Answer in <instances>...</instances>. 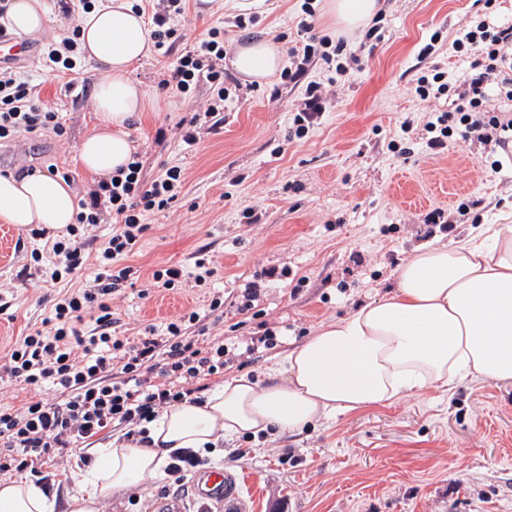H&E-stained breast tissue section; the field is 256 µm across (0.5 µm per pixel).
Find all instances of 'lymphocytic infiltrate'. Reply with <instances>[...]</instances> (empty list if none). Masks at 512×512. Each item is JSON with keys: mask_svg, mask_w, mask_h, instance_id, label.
I'll use <instances>...</instances> for the list:
<instances>
[{"mask_svg": "<svg viewBox=\"0 0 512 512\" xmlns=\"http://www.w3.org/2000/svg\"><path fill=\"white\" fill-rule=\"evenodd\" d=\"M185 5L186 0H158L150 38L156 50L172 58L161 88L173 87L185 94L203 82L212 90L211 99L194 113L182 135L183 142L192 146L200 122L215 119L225 101L233 98L234 81L222 65L223 29L211 28L207 40L176 53V20ZM302 11L307 19L300 28L308 38L291 49L289 65L281 73L290 83L306 85L293 118V133L298 138L318 124L330 104L320 83L306 81L309 66L314 58L326 61L331 55H342L348 46L343 39L332 43L312 37L309 17L315 9L311 0H304ZM80 33L75 25L62 38H46L43 59L47 69L61 73L76 69L74 52ZM452 47L459 53L472 52L473 60L462 80L464 90L451 109L436 111L427 122L428 148H442L452 138L466 141L473 135L488 145H508L512 119L488 109L486 94L493 85L512 87V25L499 29L482 22L467 26L457 32ZM26 134L60 137L64 125L58 112L40 103L35 85L12 66L1 64L0 144ZM142 170V155L133 152L126 168L87 188L66 236L31 252L34 262L43 263L47 281L54 283L83 268L98 225L112 227L92 285L58 299L43 328L23 336L0 358L1 383L48 385L59 394L55 401L39 398L17 409H0V475L29 470L42 482H50V470L67 462L69 452L119 428L126 429L131 440L148 443L147 422L171 404L202 403L205 380L224 372L223 341L201 347L191 335L200 322L197 311L170 321L161 336L132 342L112 334L110 300L131 275L123 261L146 231L141 217L168 208L182 182L176 166L149 183Z\"/></svg>", "mask_w": 512, "mask_h": 512, "instance_id": "f902f5d3", "label": "lymphocytic infiltrate"}]
</instances>
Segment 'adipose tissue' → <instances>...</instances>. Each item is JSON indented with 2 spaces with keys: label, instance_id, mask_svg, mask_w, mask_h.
Here are the masks:
<instances>
[{
  "label": "adipose tissue",
  "instance_id": "obj_1",
  "mask_svg": "<svg viewBox=\"0 0 512 512\" xmlns=\"http://www.w3.org/2000/svg\"><path fill=\"white\" fill-rule=\"evenodd\" d=\"M86 57L106 72L94 93L99 123L78 145L82 167L109 176L130 160L127 125L148 108L130 77L151 52L147 22L130 0H97L81 20ZM272 40L238 47L231 66L263 81L283 64ZM78 199L46 173L0 175V221L60 230ZM268 383L240 374L203 403L162 409L148 423L149 444L122 435L85 448L66 512H103L121 494L161 473L177 448L215 449L242 435L295 433L336 415L389 404L434 385L466 379L512 383V224H479L450 243L424 247L397 271L395 292L357 306L289 350ZM56 497L28 478L0 480V512H55Z\"/></svg>",
  "mask_w": 512,
  "mask_h": 512
}]
</instances>
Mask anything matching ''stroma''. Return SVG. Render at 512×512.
Segmentation results:
<instances>
[{
    "label": "stroma",
    "mask_w": 512,
    "mask_h": 512,
    "mask_svg": "<svg viewBox=\"0 0 512 512\" xmlns=\"http://www.w3.org/2000/svg\"><path fill=\"white\" fill-rule=\"evenodd\" d=\"M302 2L189 0L176 49L222 26L227 53L262 39L290 50L300 42ZM381 3L379 35L368 40L364 29L332 26L325 0H315V33L345 37L362 50L346 76L322 63L309 68L308 80L321 83L334 101L301 138L290 131L305 86L276 75L255 83L246 99L226 101L221 124L201 130L197 144L187 147L178 123L209 98L208 86L185 94L159 89L171 60L156 51L134 68L132 79L153 105L129 126L143 177L150 182L177 166L183 182L170 208L141 218L148 230L125 260L138 280L112 298L113 335L141 336L150 326L160 331L195 310L205 339L220 336L236 345L226 356L225 377L246 373L262 381L322 325L395 291L397 269L417 249L446 242L470 224L512 222V150L474 139L429 149L424 125L450 101H424L412 90L414 79L434 68L463 76L470 60L451 47L457 31L481 17L512 22V0H497L489 11L478 0ZM249 11L258 22L235 27V15ZM429 42L435 50L421 58ZM22 67L40 100L60 112L66 133L0 145V174L53 166L84 194L94 177L77 148L99 122L93 91L105 71L86 60L65 79L38 56ZM496 160L503 165L497 173L490 169ZM436 209L451 231L423 223ZM251 213L257 222L248 221ZM35 246L29 227L0 223V299L9 304L0 314V354L40 327L59 292L91 285L97 273L90 263L71 284L46 282L31 258ZM201 250L214 262L210 285L149 287L160 267L192 271ZM269 267L286 270V277L262 282L257 315L239 314L242 288ZM217 294L224 299L218 323L208 315ZM267 332L272 347L247 351L252 338ZM209 458L237 474L249 512H512V384L466 380L450 391L429 388L299 433L228 439ZM175 491L161 475L112 495L103 512H152L157 498Z\"/></svg>",
    "instance_id": "obj_1"
}]
</instances>
